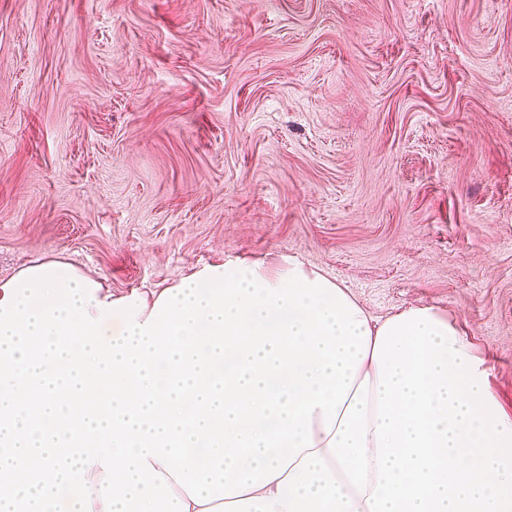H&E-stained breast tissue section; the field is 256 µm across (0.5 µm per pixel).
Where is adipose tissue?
I'll return each mask as SVG.
<instances>
[{"mask_svg": "<svg viewBox=\"0 0 512 512\" xmlns=\"http://www.w3.org/2000/svg\"><path fill=\"white\" fill-rule=\"evenodd\" d=\"M0 512H512V413L446 312L230 261L0 280Z\"/></svg>", "mask_w": 512, "mask_h": 512, "instance_id": "ef3b65f1", "label": "adipose tissue"}]
</instances>
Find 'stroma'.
I'll return each mask as SVG.
<instances>
[{"label": "stroma", "mask_w": 512, "mask_h": 512, "mask_svg": "<svg viewBox=\"0 0 512 512\" xmlns=\"http://www.w3.org/2000/svg\"><path fill=\"white\" fill-rule=\"evenodd\" d=\"M284 255L447 311L512 410V0H0V280Z\"/></svg>", "instance_id": "35a3bbf8"}]
</instances>
